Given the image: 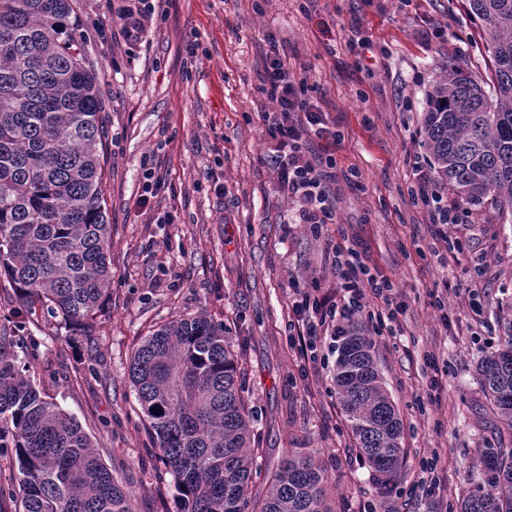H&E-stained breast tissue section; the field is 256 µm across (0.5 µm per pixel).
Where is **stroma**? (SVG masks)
<instances>
[{"instance_id": "obj_1", "label": "stroma", "mask_w": 512, "mask_h": 512, "mask_svg": "<svg viewBox=\"0 0 512 512\" xmlns=\"http://www.w3.org/2000/svg\"><path fill=\"white\" fill-rule=\"evenodd\" d=\"M76 3L99 75L112 299L80 350L56 320L35 317L29 327L42 344L26 359L30 379L81 423L134 512H175L173 478L140 419L128 368L158 326L206 313L241 354L266 465L291 448L340 456L337 512H362L379 495L349 450L329 340L318 338L320 360L308 363L288 332L298 293L337 295L332 240L360 251L405 307L373 339L404 423L405 468L391 500L398 512H454L459 494L483 479L478 449L512 441L474 371L507 334L512 223L468 205L463 223L448 227L464 243L453 251L434 243L429 213L412 199L414 162L431 161L420 135L428 93L449 59L486 70L480 23L464 0H155L134 44L122 34L124 0ZM359 39L368 51L353 50ZM273 44L292 76H307V98L336 133L335 221L317 232L299 223L265 155L262 115L276 105L261 86ZM324 145L308 142L316 164L329 155ZM479 264L487 274L474 289ZM433 376L436 403L426 397Z\"/></svg>"}]
</instances>
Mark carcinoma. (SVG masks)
Wrapping results in <instances>:
<instances>
[{
  "instance_id": "1",
  "label": "carcinoma",
  "mask_w": 512,
  "mask_h": 512,
  "mask_svg": "<svg viewBox=\"0 0 512 512\" xmlns=\"http://www.w3.org/2000/svg\"><path fill=\"white\" fill-rule=\"evenodd\" d=\"M480 22L491 72L448 61L428 94L425 145L438 182L470 204L512 216V0H465ZM72 0H0V276L16 291L14 324L0 329V452L18 465L19 512H134L89 435L24 374L19 353L42 308L91 339L110 296L112 225L103 186L98 75ZM333 382L353 451L385 498L401 477L404 425L358 323L337 337ZM493 411L512 431V326L477 365ZM129 379L158 459L173 477L177 512H335L332 462L290 448L263 471L250 429L244 370L205 314L160 325L135 350ZM483 483L459 512H512V447L478 449ZM267 490L254 494L258 479Z\"/></svg>"
}]
</instances>
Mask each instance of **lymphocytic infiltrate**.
<instances>
[{
  "label": "lymphocytic infiltrate",
  "mask_w": 512,
  "mask_h": 512,
  "mask_svg": "<svg viewBox=\"0 0 512 512\" xmlns=\"http://www.w3.org/2000/svg\"><path fill=\"white\" fill-rule=\"evenodd\" d=\"M264 81L266 92L278 105V113L266 121V133L273 142L270 157L278 171L282 190L298 205L301 223L314 229L333 223V209L326 192L327 173L313 164L304 149L310 137L332 139L323 113L304 96L306 79H295L288 71V61L274 57L268 66ZM413 176L418 184L414 196L420 200L436 227L435 239L447 240L444 227L463 221L464 208L455 201H444L441 194L430 189L421 166H414ZM333 264L336 268L338 300L330 301L309 293L292 305L293 317L288 325L291 330V346L297 355L307 361H315L317 348L315 338L318 332L336 335L352 317L364 312L370 299L383 303L382 310L376 311L375 333H382L385 321L395 318L393 309L394 287L389 279H378L369 275L359 253L330 245Z\"/></svg>",
  "instance_id": "f902f5d3"
}]
</instances>
